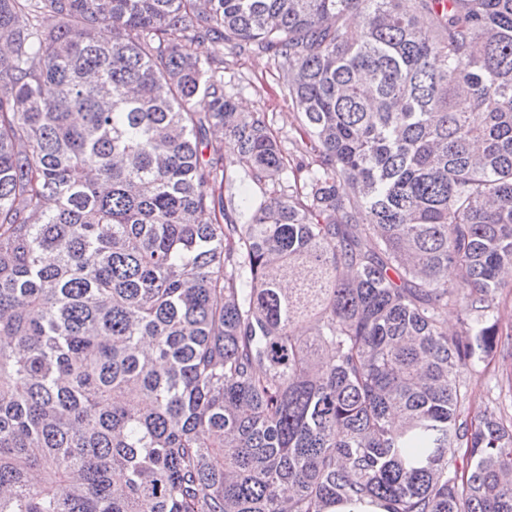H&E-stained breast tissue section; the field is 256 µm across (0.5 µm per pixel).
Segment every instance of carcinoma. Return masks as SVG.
Masks as SVG:
<instances>
[{
  "mask_svg": "<svg viewBox=\"0 0 512 512\" xmlns=\"http://www.w3.org/2000/svg\"><path fill=\"white\" fill-rule=\"evenodd\" d=\"M0 42V512H512L462 377L512 358V0H0ZM238 42H224V90L234 96L242 112L273 114V128L290 149L300 155L304 146L294 141L300 119L288 99V76L268 53L243 50ZM223 154L225 170L228 174L237 178V182L233 187V191L236 192L238 196L240 195L241 197H244V192L249 194L250 189L247 183H239V180L245 177L246 167L243 166L242 163L239 162L236 155H234L228 149L223 148ZM325 512H390V509L385 501L364 498L354 501H336L328 505Z\"/></svg>",
  "mask_w": 512,
  "mask_h": 512,
  "instance_id": "obj_1",
  "label": "carcinoma"
}]
</instances>
